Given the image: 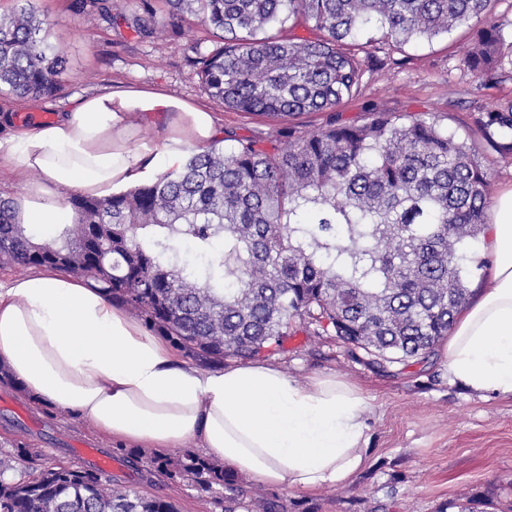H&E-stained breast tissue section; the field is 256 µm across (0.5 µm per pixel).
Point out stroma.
<instances>
[{"label": "stroma", "mask_w": 512, "mask_h": 512, "mask_svg": "<svg viewBox=\"0 0 512 512\" xmlns=\"http://www.w3.org/2000/svg\"><path fill=\"white\" fill-rule=\"evenodd\" d=\"M109 13H77L72 0H39L48 40L61 50L67 69L51 98L15 99L0 94V113L58 114L75 97L117 83L160 86L168 93L214 112L224 126L223 146L250 138L268 143L271 120L224 108L204 90L192 61L212 50L214 38L199 22L182 30L145 37L128 28L141 14V0H107ZM479 22L432 42L415 41L399 50L378 51L358 91L336 112L292 118L307 132L338 117L360 124L370 108L411 116L431 114L465 139L490 174V195L512 187V155L492 151L478 128L481 108L512 100V67L484 85L464 68L462 48ZM271 358L291 377L315 371L336 373L372 397L366 413L364 464L351 480L301 492L278 489L284 512H445L458 499L493 500L499 512L512 506V397L479 395L451 383L440 354L427 362L381 370L352 359L335 336L298 331ZM91 441L120 456L119 443L79 417L40 405L0 383V457L15 448L39 449L46 461L67 464L76 444ZM112 478L145 496H159L175 512H222L220 490L199 491L188 480L167 482L149 469L116 464Z\"/></svg>", "instance_id": "stroma-1"}]
</instances>
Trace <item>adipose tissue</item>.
Returning <instances> with one entry per match:
<instances>
[{"mask_svg":"<svg viewBox=\"0 0 512 512\" xmlns=\"http://www.w3.org/2000/svg\"><path fill=\"white\" fill-rule=\"evenodd\" d=\"M149 120L164 125L161 144L136 141ZM220 132L214 113L158 88L89 92L52 122L0 136V162L18 181L13 221L47 240L73 220L66 193L110 197ZM491 211L484 290L457 316L442 356L453 382L512 396V188ZM0 367L26 395L124 447L191 445L263 485H342L364 462L369 395L361 386L333 372L297 379L261 359L198 367L86 280L51 267L0 279Z\"/></svg>","mask_w":512,"mask_h":512,"instance_id":"obj_1","label":"adipose tissue"}]
</instances>
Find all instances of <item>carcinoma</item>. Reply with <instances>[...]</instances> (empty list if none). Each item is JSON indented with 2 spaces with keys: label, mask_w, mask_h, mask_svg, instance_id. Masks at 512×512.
I'll return each instance as SVG.
<instances>
[{
  "label": "carcinoma",
  "mask_w": 512,
  "mask_h": 512,
  "mask_svg": "<svg viewBox=\"0 0 512 512\" xmlns=\"http://www.w3.org/2000/svg\"><path fill=\"white\" fill-rule=\"evenodd\" d=\"M142 0L132 25L153 33L157 11L173 30L197 20L219 46L193 65L225 107L274 121L334 110L365 73L375 39L400 48L476 19L463 57L495 80L512 65V42L492 17L499 0ZM35 0L0 14V92L44 97L59 88L65 56L47 40ZM313 39L275 33L289 20ZM480 130L512 154V103L485 109ZM281 146L250 139L194 151L152 182L107 199L75 196L73 223L50 244L12 223L0 199V264L52 266L80 275L197 365L249 361L282 348L292 324L311 336L333 331L351 353L386 369L425 362L448 337L482 268L488 172L467 143L431 117L372 108L361 125L313 132L275 130ZM36 448L0 460V512H174L91 467L35 469ZM170 479L187 478L234 501L236 476L186 449L177 456L130 452Z\"/></svg>",
  "instance_id": "obj_1"
}]
</instances>
